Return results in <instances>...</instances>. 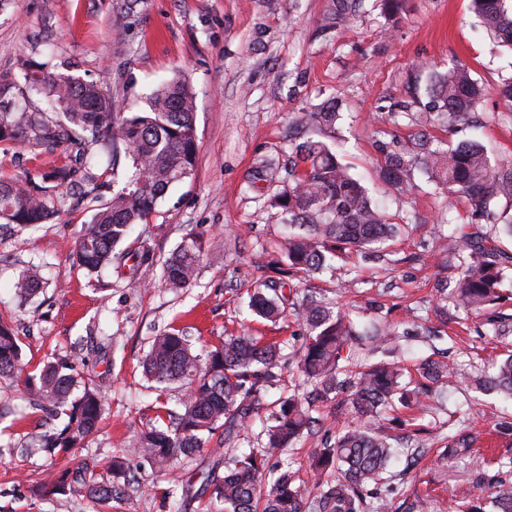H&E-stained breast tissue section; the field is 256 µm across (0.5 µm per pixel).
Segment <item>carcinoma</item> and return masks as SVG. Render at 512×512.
I'll return each mask as SVG.
<instances>
[{
	"mask_svg": "<svg viewBox=\"0 0 512 512\" xmlns=\"http://www.w3.org/2000/svg\"><path fill=\"white\" fill-rule=\"evenodd\" d=\"M356 2L334 0L327 24L343 21ZM471 6L486 30L512 50V0H471ZM18 68L22 85L9 74L0 75V142L41 149L64 145L69 154L38 181L29 175L0 181V219L21 231L46 224L64 207L68 190L93 179L89 159L94 152L111 156L114 173L128 160L123 187L97 209L72 255L90 275L110 266L122 279L127 268L128 285H139L138 271L152 265L153 256L147 250L130 256L117 247L133 225L149 223L168 190L195 169L198 139L191 87L173 79L151 94L146 109L128 113L97 83L28 59L19 60ZM33 93L46 99L49 110L19 104V98ZM427 93L430 119L446 127L468 124L481 97L480 87L460 65L431 73ZM338 118L334 99L302 113L298 122L315 127L323 138L296 145L287 166L274 167L262 159L245 177L253 188L261 183L279 187L270 205L281 210L288 225L283 259L251 284L248 308L261 319L276 323L291 317L305 328L298 371L311 390L301 397L283 394L269 404L257 447L240 453L226 448L214 460L201 492L212 490L224 502V512H390L385 497L367 501L397 453L376 421L396 403L427 407L434 401L433 389L466 377L454 365L426 358L416 365L419 382L413 386L397 361L366 357L357 365L356 352L372 353L393 343L397 326L361 325L321 298L297 299V277L332 271L337 261L349 264L356 256L385 249L409 224L408 218L380 208L362 179L339 160L335 145L326 141ZM377 149L380 177L396 196L410 193L413 174L419 172L442 195L446 210L465 203L478 221L495 224L512 238V215L495 208L500 198L512 200V159L493 163L477 140L444 147L423 131L406 146L393 148L382 141ZM204 243V235L193 234L161 263L165 288L178 292L196 281ZM462 246L467 251L463 275L453 290L438 289L439 297L478 315L502 298L504 270L512 266V255L488 245L477 233L465 235ZM42 284L37 269L31 268L15 283L16 295L29 300ZM281 358L280 342L264 336L232 334L201 352L180 331L154 336L142 362L143 374L162 391L178 390L179 409L159 403L156 422L137 434L128 454L164 469L178 458L193 462L219 432L226 443L247 439L252 419L264 408L265 394L280 386ZM23 373L18 337L1 320L0 378ZM474 382L512 398V351ZM26 385L30 401L50 408L57 420L32 450L55 455L94 440L106 414L105 396L74 365L48 361L39 375L26 376ZM334 401L339 425L331 439L321 433L313 411ZM300 441L310 443L313 485L307 494L295 485L285 459ZM124 467L125 459L115 458L101 473L83 466L65 468L36 488L35 495L89 497L105 507L112 499V477Z\"/></svg>",
	"mask_w": 512,
	"mask_h": 512,
	"instance_id": "obj_1",
	"label": "carcinoma"
}]
</instances>
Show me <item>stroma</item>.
I'll use <instances>...</instances> for the list:
<instances>
[{"label":"stroma","instance_id":"obj_1","mask_svg":"<svg viewBox=\"0 0 512 512\" xmlns=\"http://www.w3.org/2000/svg\"><path fill=\"white\" fill-rule=\"evenodd\" d=\"M332 6L333 0H138L126 15L116 0H0V73L15 72L22 58L50 57L65 73L111 88L129 112L144 109L167 81L185 79L195 94L199 144L192 176L120 245L126 252L150 248L157 260L142 268L139 286L118 282L110 268L88 275L69 257L96 208L111 199V175L96 189L69 195L51 223L19 233L0 229V320L18 334L28 372L73 358L102 385L108 402L102 430L87 447L28 456L19 450L21 436L38 432L48 415L31 406L24 379L0 380V442L12 446L0 455V512H96L90 499H42L33 489L63 468H101L121 456L125 473L114 482L127 484L128 494L113 499L109 512H224L223 502L206 493L163 495L175 475L200 487L209 456L170 474L126 458L127 446L156 415V393L139 361L150 338L164 330H184L202 349L227 332L256 327L246 289L278 257L284 227L267 192L249 189L245 175L257 159H286L292 144L315 136L296 120L330 97L340 104L335 136L344 163L363 176L374 200L410 215L412 224L385 260L359 263L356 289L348 288L342 268L297 281V289H316L351 316L399 325L396 357L408 367L438 349L474 372L503 352V340L482 319L440 306L435 292L436 281L453 284L462 273L467 207L445 211L425 185L396 201L377 176L374 119L394 113L385 125L388 142L405 144L421 129L451 144L478 139L494 159L512 156V102L498 93L502 77L512 74V50L491 38L470 0H407L393 18L381 0H359L346 21L327 28L323 19ZM456 64L483 88L479 122L459 130L417 126L430 73ZM64 156L60 148L0 142V178L40 174ZM200 231L206 242L197 285L169 291L160 260ZM34 264L44 288L24 303L13 284ZM505 414L512 416L511 400L485 398L463 382L444 392L439 408L407 411L405 426L393 434L424 454L400 455L389 468L385 488L399 512L418 496L428 499L430 512H451L512 482V437L495 428ZM456 432L474 444L452 455L446 438Z\"/></svg>","mask_w":512,"mask_h":512}]
</instances>
